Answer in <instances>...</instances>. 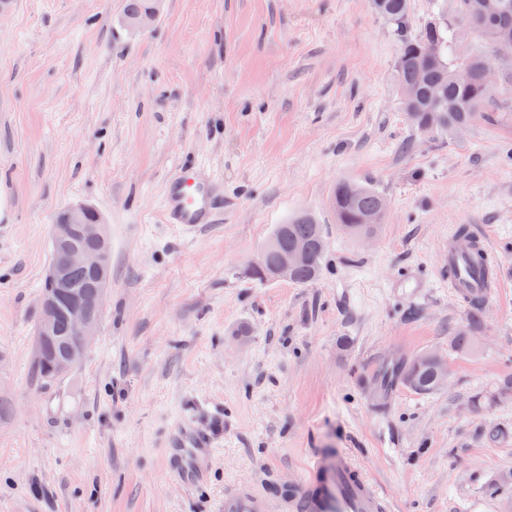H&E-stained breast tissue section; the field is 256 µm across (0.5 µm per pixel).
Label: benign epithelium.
Segmentation results:
<instances>
[{
	"label": "benign epithelium",
	"instance_id": "benign-epithelium-1",
	"mask_svg": "<svg viewBox=\"0 0 512 512\" xmlns=\"http://www.w3.org/2000/svg\"><path fill=\"white\" fill-rule=\"evenodd\" d=\"M51 239L58 246L51 261L46 280L51 287L40 295L41 317L36 327L33 350V363L45 364L49 371L62 374L70 371L84 358L96 336V321L103 309L109 274V244L107 225L102 215L93 207L79 204L59 213L51 225ZM94 241L103 246L101 250H90L84 242ZM312 242H297L288 251L278 255L276 263L268 266V275L274 280H286L290 270L310 262L315 250ZM88 270L97 281L94 301H89L85 292L70 278L74 268ZM64 315L79 340L65 346L58 354L51 351V343L57 335L56 323L59 315ZM417 366L428 365L439 382L448 384V363L441 357L427 353L414 359Z\"/></svg>",
	"mask_w": 512,
	"mask_h": 512
}]
</instances>
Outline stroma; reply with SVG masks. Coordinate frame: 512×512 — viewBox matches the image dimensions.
<instances>
[{
    "label": "stroma",
    "mask_w": 512,
    "mask_h": 512,
    "mask_svg": "<svg viewBox=\"0 0 512 512\" xmlns=\"http://www.w3.org/2000/svg\"><path fill=\"white\" fill-rule=\"evenodd\" d=\"M123 4L0 0V512H224L242 485L280 504L311 456L346 452L391 512H512V111L460 137L414 130L370 0H163L137 33ZM188 163L224 181L222 221L190 237L162 218ZM343 180L387 201L369 238L336 222ZM76 203L108 224L111 275L82 362L47 384L50 226ZM299 213L323 226L321 277L253 279ZM462 226L501 283L472 325L448 286ZM426 352L447 386L382 387ZM183 418L215 439L196 488L164 457Z\"/></svg>",
    "instance_id": "1"
}]
</instances>
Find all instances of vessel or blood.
I'll use <instances>...</instances> for the list:
<instances>
[{
    "label": "vessel or blood",
    "instance_id": "b4317fda",
    "mask_svg": "<svg viewBox=\"0 0 512 512\" xmlns=\"http://www.w3.org/2000/svg\"><path fill=\"white\" fill-rule=\"evenodd\" d=\"M222 206L219 182L203 168L181 170L164 188L163 215L183 232L213 223ZM500 282L490 261L485 236L470 233L448 241V286L460 298L490 299ZM214 441L194 420L181 421L165 452L172 477L185 486L201 483L214 458ZM289 512H388L381 494L352 458L341 454L325 461L311 458ZM224 512H275L273 504L249 487L225 495Z\"/></svg>",
    "mask_w": 512,
    "mask_h": 512
}]
</instances>
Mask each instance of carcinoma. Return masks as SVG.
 Instances as JSON below:
<instances>
[{"label":"carcinoma","mask_w":512,"mask_h":512,"mask_svg":"<svg viewBox=\"0 0 512 512\" xmlns=\"http://www.w3.org/2000/svg\"><path fill=\"white\" fill-rule=\"evenodd\" d=\"M452 18L431 17L415 22L410 0H371L372 11L392 30L398 42L395 78L402 93L403 110L412 127L422 131L427 124L438 134L460 135L477 119H495L502 105L495 99L497 81L512 83V57L498 56L497 45L503 35L512 37V0H454ZM157 0H124L123 24H128L152 8ZM483 36L490 48L488 57H463L455 45L468 34ZM384 197L371 185L342 181L336 185L333 207L336 221L355 236L373 233L384 223ZM271 238L277 250L284 251L302 239H316L322 249L310 263L298 267L291 282L305 285L323 271L327 246L322 225L308 216L288 224H279ZM452 351L464 354L475 347V337L468 329L457 330L448 338ZM411 363L403 361L384 374V385L404 384ZM441 388L427 368L415 375L410 390L430 393Z\"/></svg>","instance_id":"obj_1"}]
</instances>
